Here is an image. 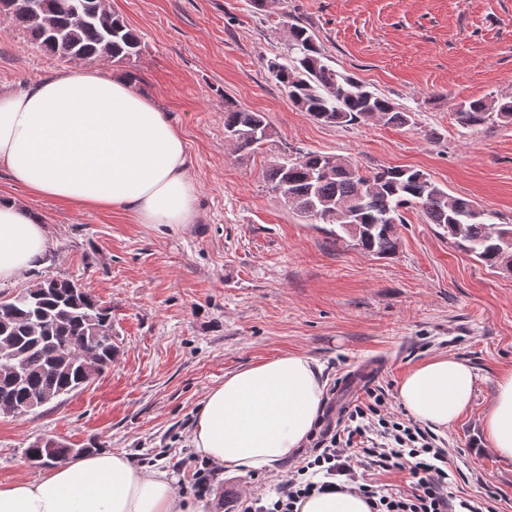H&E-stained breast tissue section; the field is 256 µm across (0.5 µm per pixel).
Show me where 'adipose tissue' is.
Here are the masks:
<instances>
[{"label":"adipose tissue","mask_w":512,"mask_h":512,"mask_svg":"<svg viewBox=\"0 0 512 512\" xmlns=\"http://www.w3.org/2000/svg\"><path fill=\"white\" fill-rule=\"evenodd\" d=\"M180 131L127 80L79 64L0 94V170L30 195L90 209H122L141 224L196 218L197 188ZM47 231L31 210L0 199V282L42 267ZM323 369L283 355L225 377L199 410L191 444L233 474L272 472L305 445L320 414ZM471 365L439 355L411 367L397 403L442 432L471 406ZM495 454L512 458V370L499 375L483 417ZM0 512H184L165 470L143 471L119 453L49 463L36 480L0 482ZM301 512H370L352 490L307 498Z\"/></svg>","instance_id":"adipose-tissue-1"}]
</instances>
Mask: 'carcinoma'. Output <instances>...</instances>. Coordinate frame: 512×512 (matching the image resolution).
<instances>
[{"instance_id":"obj_1","label":"carcinoma","mask_w":512,"mask_h":512,"mask_svg":"<svg viewBox=\"0 0 512 512\" xmlns=\"http://www.w3.org/2000/svg\"><path fill=\"white\" fill-rule=\"evenodd\" d=\"M3 12L31 44L66 61L119 62L138 55L141 37L99 0H7ZM287 62L266 64L291 103L314 119L336 126L378 120L405 127L411 112L336 72L324 61L314 34L288 26ZM512 121V98L476 99L460 106L458 123L477 128L492 115ZM224 128L244 156L271 136L264 116L224 99ZM269 188L302 216L335 224L364 253L384 258L398 248L403 210L419 208L455 246L490 268L512 271V224H494L466 198L453 196L413 168L364 171L333 155L301 150L270 160ZM112 308L72 279L48 277L26 296L0 298V406L16 415L50 392L69 394L89 383L86 359L100 375L112 367ZM90 451L58 440H37L29 460L65 462Z\"/></svg>"}]
</instances>
